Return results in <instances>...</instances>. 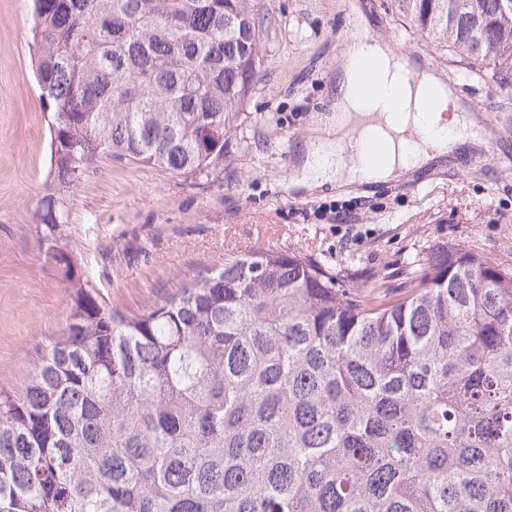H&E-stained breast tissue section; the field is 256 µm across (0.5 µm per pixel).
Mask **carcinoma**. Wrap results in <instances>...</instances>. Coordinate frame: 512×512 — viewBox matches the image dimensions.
<instances>
[{"mask_svg":"<svg viewBox=\"0 0 512 512\" xmlns=\"http://www.w3.org/2000/svg\"><path fill=\"white\" fill-rule=\"evenodd\" d=\"M260 0H33L42 250L63 333L0 389V512H512V271L418 252L361 293L228 251L136 310L63 233L95 160L210 176L263 63ZM512 78V0H390Z\"/></svg>","mask_w":512,"mask_h":512,"instance_id":"carcinoma-1","label":"carcinoma"}]
</instances>
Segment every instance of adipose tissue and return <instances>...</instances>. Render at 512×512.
I'll list each match as a JSON object with an SVG mask.
<instances>
[{
    "mask_svg": "<svg viewBox=\"0 0 512 512\" xmlns=\"http://www.w3.org/2000/svg\"><path fill=\"white\" fill-rule=\"evenodd\" d=\"M350 39L336 75L332 134L308 138L292 186L313 190L327 184L343 189L385 183L429 167L460 147L483 148L478 116L435 69L400 59L390 44L370 38L363 12L355 14ZM373 138L387 145L383 160L345 162L344 153L356 140Z\"/></svg>",
    "mask_w": 512,
    "mask_h": 512,
    "instance_id": "obj_1",
    "label": "adipose tissue"
}]
</instances>
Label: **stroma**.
<instances>
[{"label": "stroma", "instance_id": "obj_1", "mask_svg": "<svg viewBox=\"0 0 512 512\" xmlns=\"http://www.w3.org/2000/svg\"><path fill=\"white\" fill-rule=\"evenodd\" d=\"M373 38L432 66L481 118L485 145L397 181L348 192L289 181L303 143L330 111L353 6ZM264 63L224 140L220 173L195 178L105 157L66 200L67 232L112 304L135 309L225 250L298 249L345 288L392 276L427 248L475 247L512 270V85L470 71L389 0H261ZM29 0H0V387L19 382L67 322L69 297L37 224L50 129L28 48Z\"/></svg>", "mask_w": 512, "mask_h": 512}]
</instances>
